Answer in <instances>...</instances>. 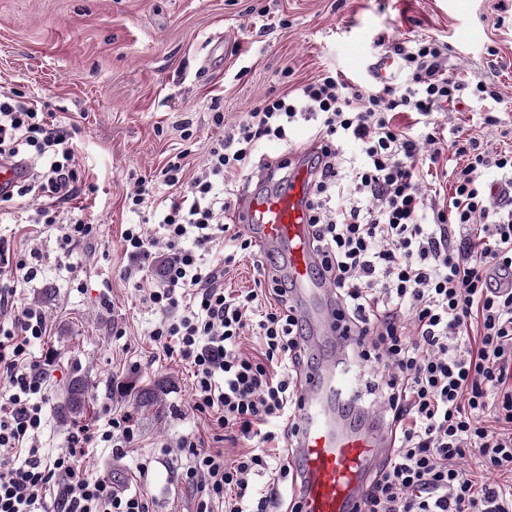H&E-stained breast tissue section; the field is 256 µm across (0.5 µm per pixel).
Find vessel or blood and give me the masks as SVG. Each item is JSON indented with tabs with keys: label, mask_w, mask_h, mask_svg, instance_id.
Masks as SVG:
<instances>
[{
	"label": "vessel or blood",
	"mask_w": 512,
	"mask_h": 512,
	"mask_svg": "<svg viewBox=\"0 0 512 512\" xmlns=\"http://www.w3.org/2000/svg\"><path fill=\"white\" fill-rule=\"evenodd\" d=\"M310 177L304 164H294L284 189L247 195L232 220L251 230L293 285L312 335L330 338L341 349L348 339L327 318L332 290L318 275L309 243ZM355 383L351 370L337 369L332 361L303 379L302 424L289 459L299 477L301 512H359L368 469L388 452L390 440L381 428H354L336 416L337 393Z\"/></svg>",
	"instance_id": "vessel-or-blood-1"
}]
</instances>
